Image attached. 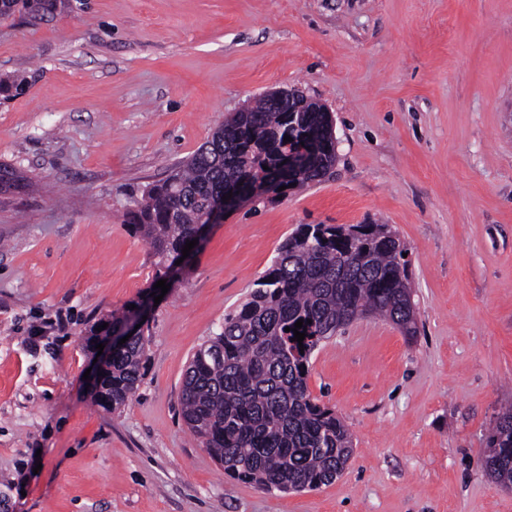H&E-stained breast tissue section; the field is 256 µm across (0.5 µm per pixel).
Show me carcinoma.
<instances>
[{
  "instance_id": "1",
  "label": "carcinoma",
  "mask_w": 512,
  "mask_h": 512,
  "mask_svg": "<svg viewBox=\"0 0 512 512\" xmlns=\"http://www.w3.org/2000/svg\"><path fill=\"white\" fill-rule=\"evenodd\" d=\"M54 9L55 0H0L1 17L22 11L37 21ZM321 108L310 102L306 111L290 112L288 102L263 96L249 111L225 119L182 169L144 190L132 224L156 258L154 280L168 278L170 260L182 256L224 189L250 190L261 180L265 193L276 196L281 186H302L330 172L336 146ZM301 148L307 165L288 170V151ZM24 185L14 168L0 166L1 193ZM405 253L386 224H302L282 244L250 298L193 354L183 380V419L225 474L288 491L316 488L341 474L353 436L334 410L312 397L310 358L358 312L415 336ZM299 319L311 320L299 329L301 344L292 332ZM145 360V337H130L93 388L96 405L120 408L141 381ZM483 464L497 485H512V407L489 432Z\"/></svg>"
}]
</instances>
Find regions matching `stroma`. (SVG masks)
<instances>
[{
	"instance_id": "obj_1",
	"label": "stroma",
	"mask_w": 512,
	"mask_h": 512,
	"mask_svg": "<svg viewBox=\"0 0 512 512\" xmlns=\"http://www.w3.org/2000/svg\"><path fill=\"white\" fill-rule=\"evenodd\" d=\"M0 512H512L482 457L512 405V0H61L0 19ZM330 112L336 164L213 225L149 307L116 411L84 372L90 325L145 300L143 190L267 90ZM303 224H385L418 332L365 317L310 361L354 454L331 484L225 475L182 419L189 360Z\"/></svg>"
}]
</instances>
